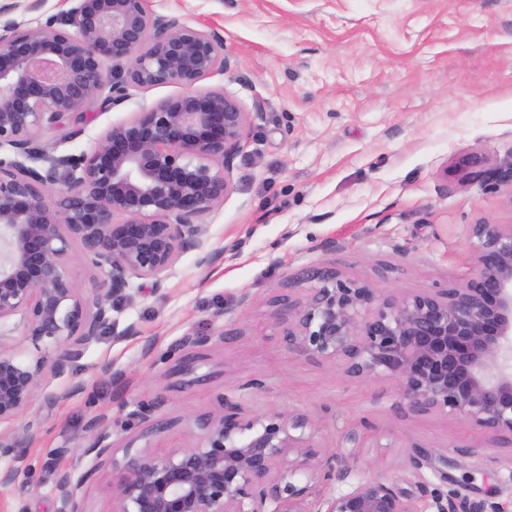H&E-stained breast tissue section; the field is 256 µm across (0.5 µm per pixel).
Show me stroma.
Listing matches in <instances>:
<instances>
[{"mask_svg":"<svg viewBox=\"0 0 512 512\" xmlns=\"http://www.w3.org/2000/svg\"><path fill=\"white\" fill-rule=\"evenodd\" d=\"M224 39L230 68L198 91L222 89L250 117L233 163L232 192L205 216L208 249L198 267L183 254L154 293L132 280L111 315L137 338L102 336L63 376L46 374L35 404L0 425L10 436L35 424L29 471L0 487V512H55L57 476L83 479L86 512H111L109 466L83 450L94 417L107 416L115 441L140 431V403L164 395L171 420L162 449L194 441L187 416L217 414L232 391L247 414L306 416L316 439L335 446L350 423L375 428L357 449L355 475L403 485L410 449L447 454V476L471 499L512 501V474L490 478L471 451L468 423L417 413L387 378L349 380L332 364L289 353L268 305L300 296L303 274L334 268L339 279L412 293L462 282L470 272L466 225L512 222V183L491 171L512 165V0H149ZM182 87H133L120 104H88L81 133L42 130L54 155L91 151L109 127ZM223 327L199 380L179 386L169 371L172 343L188 331ZM152 355H145V347ZM262 379V390L246 384Z\"/></svg>","mask_w":512,"mask_h":512,"instance_id":"1","label":"stroma"}]
</instances>
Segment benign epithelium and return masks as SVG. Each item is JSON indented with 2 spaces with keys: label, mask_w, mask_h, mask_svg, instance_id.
<instances>
[{
  "label": "benign epithelium",
  "mask_w": 512,
  "mask_h": 512,
  "mask_svg": "<svg viewBox=\"0 0 512 512\" xmlns=\"http://www.w3.org/2000/svg\"><path fill=\"white\" fill-rule=\"evenodd\" d=\"M56 21L0 23V337L20 317L34 347L53 354L24 359L0 343V422L31 407L43 376L65 373L91 343L118 329L111 302L132 279L163 289L179 257L204 251L202 218L233 190L231 170L248 113L224 90L198 92L202 80L228 72L224 40L154 14L148 0H71ZM112 74H107V65ZM179 85L185 92L108 128L95 148L55 157L37 139L66 120L81 131L84 105L108 89L117 104L130 87ZM471 271L444 288L394 294L340 280L329 267L306 271L300 297L274 301L272 318L288 351L331 363L354 381L385 377L414 410L469 423L482 436V465L512 468V224L481 221L465 228ZM101 278L79 286L69 272L73 249ZM224 329L187 332L172 348L171 373L189 376ZM223 412L188 419L195 441L163 454L150 438L167 431L154 418L158 396L141 405L140 437L120 445L100 416L85 454L111 466L112 512H505L489 499L421 478L448 456L415 448L408 472L415 492L382 477L355 478L352 453L369 432L347 431L342 445L321 449L302 416H249L224 393ZM121 458H116L117 452ZM26 454L0 470V486L25 474ZM84 480L64 472L56 512H85Z\"/></svg>",
  "instance_id": "7a95c632"
}]
</instances>
